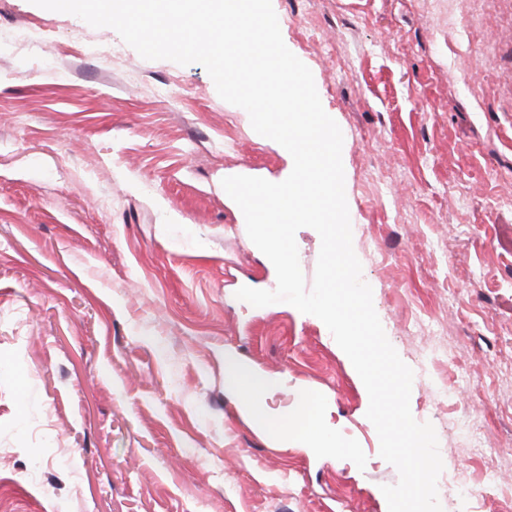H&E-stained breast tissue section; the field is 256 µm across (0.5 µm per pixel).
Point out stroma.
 Returning <instances> with one entry per match:
<instances>
[{
	"instance_id": "stroma-1",
	"label": "stroma",
	"mask_w": 512,
	"mask_h": 512,
	"mask_svg": "<svg viewBox=\"0 0 512 512\" xmlns=\"http://www.w3.org/2000/svg\"><path fill=\"white\" fill-rule=\"evenodd\" d=\"M339 125L353 249L437 433L443 512H512V0H272ZM293 162L202 65L0 0V512H388L369 397L274 290L225 177ZM306 391L318 457L224 355ZM488 450L470 452L473 440ZM226 362L228 382L241 413L260 430H269L273 425L279 441L288 442L290 432L298 428L301 418L296 412L286 411L277 415L271 412L268 400L279 390V379L256 373L247 363L230 354L225 355ZM302 437L307 448H312L323 456H336L338 448H343L335 434L327 430L322 423L316 424L311 419Z\"/></svg>"
}]
</instances>
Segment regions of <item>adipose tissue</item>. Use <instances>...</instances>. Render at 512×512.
Segmentation results:
<instances>
[{
	"instance_id": "1",
	"label": "adipose tissue",
	"mask_w": 512,
	"mask_h": 512,
	"mask_svg": "<svg viewBox=\"0 0 512 512\" xmlns=\"http://www.w3.org/2000/svg\"><path fill=\"white\" fill-rule=\"evenodd\" d=\"M228 382L232 388L241 413L250 423L262 430L274 429L280 441H287L300 417L294 412L276 414L271 412L268 402L278 391V378L256 373L245 362L234 356L226 358Z\"/></svg>"
}]
</instances>
